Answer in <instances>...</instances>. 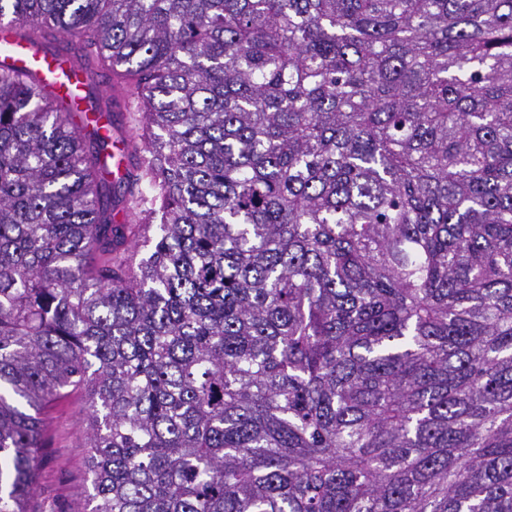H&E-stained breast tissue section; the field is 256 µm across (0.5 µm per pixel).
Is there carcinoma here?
<instances>
[{
    "label": "carcinoma",
    "instance_id": "carcinoma-1",
    "mask_svg": "<svg viewBox=\"0 0 512 512\" xmlns=\"http://www.w3.org/2000/svg\"><path fill=\"white\" fill-rule=\"evenodd\" d=\"M3 17L146 132L116 224L111 113L0 70V512L80 386L90 512H512V0Z\"/></svg>",
    "mask_w": 512,
    "mask_h": 512
}]
</instances>
